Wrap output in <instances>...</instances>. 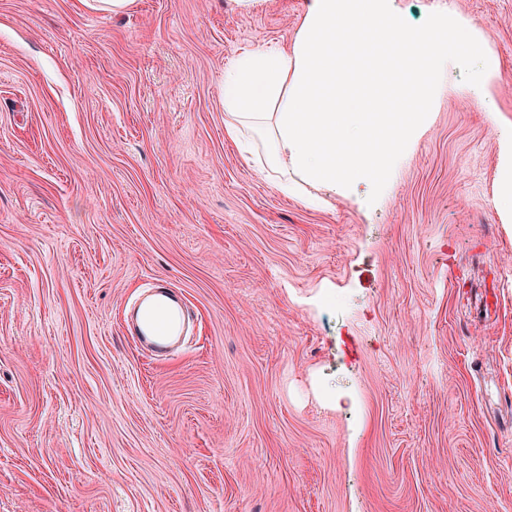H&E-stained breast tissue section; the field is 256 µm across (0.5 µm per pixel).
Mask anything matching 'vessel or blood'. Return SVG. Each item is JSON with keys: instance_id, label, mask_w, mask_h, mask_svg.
I'll return each instance as SVG.
<instances>
[{"instance_id": "b4317fda", "label": "vessel or blood", "mask_w": 512, "mask_h": 512, "mask_svg": "<svg viewBox=\"0 0 512 512\" xmlns=\"http://www.w3.org/2000/svg\"><path fill=\"white\" fill-rule=\"evenodd\" d=\"M187 312L184 300L176 291L164 286L155 288L134 310L132 338L157 355H169L186 331Z\"/></svg>"}]
</instances>
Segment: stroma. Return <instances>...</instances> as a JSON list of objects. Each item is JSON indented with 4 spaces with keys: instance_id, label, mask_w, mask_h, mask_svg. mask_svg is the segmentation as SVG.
Here are the masks:
<instances>
[{
    "instance_id": "35a3bbf8",
    "label": "stroma",
    "mask_w": 512,
    "mask_h": 512,
    "mask_svg": "<svg viewBox=\"0 0 512 512\" xmlns=\"http://www.w3.org/2000/svg\"><path fill=\"white\" fill-rule=\"evenodd\" d=\"M304 0H0V512H512V220L446 96L376 200L224 135V64ZM499 58L512 0H452ZM194 330L160 360L155 285ZM186 314L189 310L176 291L165 286L154 288L135 307L132 338L157 355L168 356L185 334Z\"/></svg>"
}]
</instances>
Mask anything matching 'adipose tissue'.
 <instances>
[{
    "instance_id": "1",
    "label": "adipose tissue",
    "mask_w": 512,
    "mask_h": 512,
    "mask_svg": "<svg viewBox=\"0 0 512 512\" xmlns=\"http://www.w3.org/2000/svg\"><path fill=\"white\" fill-rule=\"evenodd\" d=\"M465 81L450 87V72ZM498 59L443 0L411 19L402 0H304L286 46L244 50L224 68V134L250 138L253 161L279 188L301 182L353 195L389 187L454 90L493 123L504 169L496 196L512 214V123L491 93Z\"/></svg>"
}]
</instances>
